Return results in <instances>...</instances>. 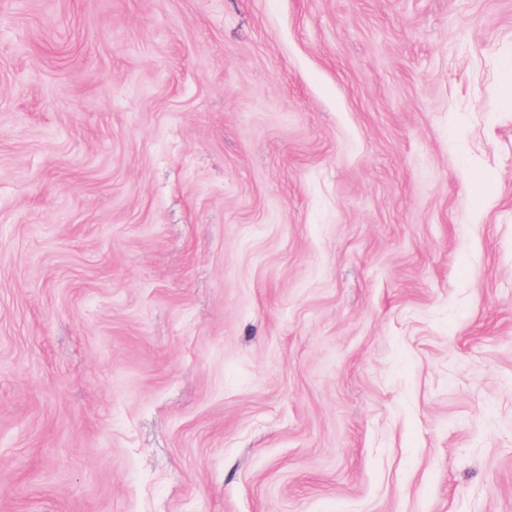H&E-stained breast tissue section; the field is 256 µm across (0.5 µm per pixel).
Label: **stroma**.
Returning a JSON list of instances; mask_svg holds the SVG:
<instances>
[{"instance_id":"obj_1","label":"stroma","mask_w":512,"mask_h":512,"mask_svg":"<svg viewBox=\"0 0 512 512\" xmlns=\"http://www.w3.org/2000/svg\"><path fill=\"white\" fill-rule=\"evenodd\" d=\"M512 0H0V512H512Z\"/></svg>"}]
</instances>
